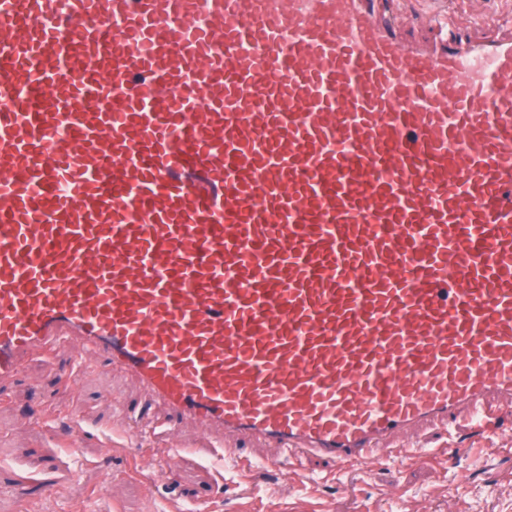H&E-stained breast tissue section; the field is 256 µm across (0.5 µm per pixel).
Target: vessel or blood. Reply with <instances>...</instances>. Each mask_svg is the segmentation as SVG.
Returning a JSON list of instances; mask_svg holds the SVG:
<instances>
[{"instance_id":"b4317fda","label":"vessel or blood","mask_w":512,"mask_h":512,"mask_svg":"<svg viewBox=\"0 0 512 512\" xmlns=\"http://www.w3.org/2000/svg\"><path fill=\"white\" fill-rule=\"evenodd\" d=\"M0 0V383L75 343L169 428L339 468L512 409V22Z\"/></svg>"}]
</instances>
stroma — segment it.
I'll return each mask as SVG.
<instances>
[{"label": "stroma", "instance_id": "obj_1", "mask_svg": "<svg viewBox=\"0 0 512 512\" xmlns=\"http://www.w3.org/2000/svg\"><path fill=\"white\" fill-rule=\"evenodd\" d=\"M448 10L475 31L512 20V0H399L414 34ZM144 405L139 387L91 351L66 345L35 355L0 396V512H180L187 501L210 512H512V413L491 434L435 428L407 437L415 454L404 462L337 472L306 457L281 463L266 483L226 467L222 448L201 441L200 425L169 432ZM134 420L143 434L125 435ZM171 436L179 448L156 455ZM162 469L173 481L159 477ZM44 487L57 497L41 495Z\"/></svg>", "mask_w": 512, "mask_h": 512}]
</instances>
